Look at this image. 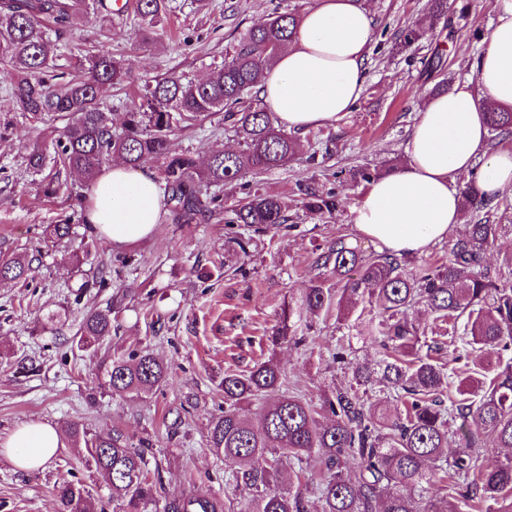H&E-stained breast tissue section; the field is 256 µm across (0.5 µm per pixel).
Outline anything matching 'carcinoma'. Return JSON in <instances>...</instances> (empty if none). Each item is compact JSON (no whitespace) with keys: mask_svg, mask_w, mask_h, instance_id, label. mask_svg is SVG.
Here are the masks:
<instances>
[{"mask_svg":"<svg viewBox=\"0 0 512 512\" xmlns=\"http://www.w3.org/2000/svg\"><path fill=\"white\" fill-rule=\"evenodd\" d=\"M168 0H132L130 9L144 39L161 37ZM112 0H0V65L14 75L9 100L35 122L64 116L68 123L53 144L54 155L35 146L30 170L60 166L85 182L119 158L132 167L163 160L166 204L177 224H191L213 213L211 188L231 184L252 172L288 164L300 151L297 138L276 126L255 91L258 77L284 51L298 16L274 12L253 23L231 58L206 79L186 82L171 73L147 85L142 101L125 112L120 128L101 107L106 86L129 79L123 63L106 51L80 60V75L65 81L52 73L60 41L90 12L112 15ZM430 12L444 19L454 36L448 0H430ZM218 112L233 128L241 149L216 152L198 166L188 153H175V130ZM490 132L512 133V110L492 107ZM302 207L312 215L330 213L336 198L306 186ZM472 209L484 204L471 181L461 192ZM286 204L255 191L237 201L226 220L227 242L243 258L254 236L287 223ZM499 224L467 225L448 262L408 271L393 255L364 254L344 238L320 253L322 279L305 289L300 310L310 316L348 315L363 300L378 319L366 330L378 343L374 367L350 366L351 381L323 399L315 411L282 391L283 370L274 361L220 383L224 411L209 428V446L224 458V497L193 490L169 494L152 476L147 452L129 447L119 434L91 433L73 422L70 435L83 441L88 461L110 491L117 512H304L301 495L285 487V473L300 476L314 454L326 463L316 491L321 512H512V361L481 381L474 397L454 387L444 362L474 353L502 358L512 351V285L500 283L483 265V254L497 240ZM30 271L20 255L0 257V279L23 280ZM336 279V292L326 282ZM423 307L438 327H451L447 340H424L413 314ZM114 309L87 312L77 346L89 350L112 335ZM112 392L149 393L168 379V366L150 353L117 356L105 367ZM381 384L402 405L395 417L381 413L368 393ZM260 399L254 413L240 403ZM492 437L505 449L492 469L480 464L478 448ZM58 512H97L85 489L71 481L54 486Z\"/></svg>","mask_w":512,"mask_h":512,"instance_id":"cac0c4a2","label":"carcinoma"}]
</instances>
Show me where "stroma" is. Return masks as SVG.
<instances>
[{"instance_id": "1", "label": "stroma", "mask_w": 512, "mask_h": 512, "mask_svg": "<svg viewBox=\"0 0 512 512\" xmlns=\"http://www.w3.org/2000/svg\"><path fill=\"white\" fill-rule=\"evenodd\" d=\"M313 0H169L165 33L142 43L136 22L126 15H92L61 42L56 72L71 71L89 52L105 50L120 57L130 79L107 88L102 101L113 124L138 101L145 84L174 71L202 79L222 65L241 35L273 10L302 14ZM375 19V38L367 53L366 86L351 112L335 124L299 132L315 162L297 160L241 182L219 188L222 199L212 217L177 224L164 218L152 236L115 246L93 239L82 222L83 201L66 193L50 195L42 175L26 165L28 151L47 146L64 118L37 123L4 108L13 81L0 66V255L30 259L24 282H0V440L31 421L65 429L71 422L96 432H118L135 448L156 458L168 492H224V462L209 447L208 429L224 407L219 387L225 373L249 370L274 360L285 372L291 395L312 406L347 384L350 371L332 358L337 343L349 345V362L375 363L379 348L363 338L361 323L376 317L373 308L337 320L335 316L294 315L287 340L270 336L285 306L297 304L320 271L315 250L343 236L364 253L375 246L351 222L368 186L351 170L385 169L406 162V142L423 103L437 84L453 88L475 81L473 63L486 46L496 17L488 0H454L451 12H465L453 39L430 22L428 0H366ZM410 25L428 27L426 39L402 47ZM441 56L443 66L429 62ZM171 147L188 151L198 162L239 141L223 114L177 131ZM310 185L336 196V209L305 213L298 188ZM282 197L288 224L257 237L251 255L238 261L226 243L224 214L245 190ZM501 225L495 244L484 255L491 271L512 283V188L492 198L480 212H466L447 238L405 258L407 269L447 258L454 239L477 219ZM69 224L68 237L56 240L50 224ZM115 305L117 328L97 354L72 348L71 339L84 314ZM148 352L169 367L167 383L144 395H115L105 384L104 365L115 355ZM83 444L63 438L43 468L23 470L0 450V512H57L56 482L66 479L85 488L96 507L110 512V493L85 460Z\"/></svg>"}]
</instances>
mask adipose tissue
Returning <instances> with one entry per match:
<instances>
[{
	"label": "adipose tissue",
	"instance_id": "1",
	"mask_svg": "<svg viewBox=\"0 0 512 512\" xmlns=\"http://www.w3.org/2000/svg\"><path fill=\"white\" fill-rule=\"evenodd\" d=\"M496 22L476 63L475 85L430 97L407 141V161L373 181L352 222L381 251L423 252L463 221L456 180L482 164L481 189L494 197L512 187V150L488 154V104L512 106V0H492ZM375 20L363 0H314L300 16L286 52L256 86L264 107L294 131L330 125L350 112L365 90L366 51ZM85 223L115 245L151 236L164 215V188L146 168L104 167L87 190ZM62 445L57 427L30 422L4 446L15 463L34 470Z\"/></svg>",
	"mask_w": 512,
	"mask_h": 512
}]
</instances>
